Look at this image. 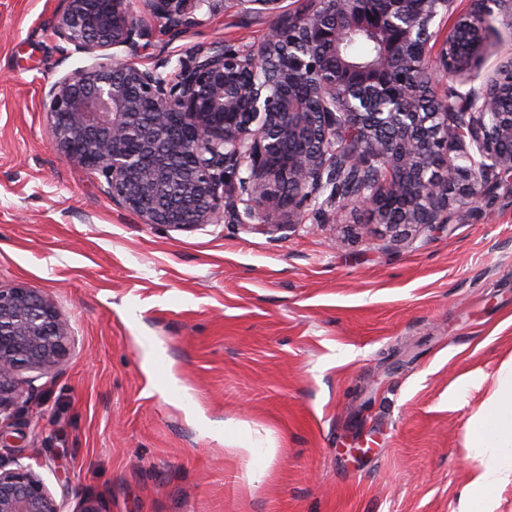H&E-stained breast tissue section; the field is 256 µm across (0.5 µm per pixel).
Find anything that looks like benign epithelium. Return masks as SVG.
Masks as SVG:
<instances>
[{
	"instance_id": "1",
	"label": "benign epithelium",
	"mask_w": 512,
	"mask_h": 512,
	"mask_svg": "<svg viewBox=\"0 0 512 512\" xmlns=\"http://www.w3.org/2000/svg\"><path fill=\"white\" fill-rule=\"evenodd\" d=\"M66 0L52 31L64 58L88 55L45 98L52 147L94 176L112 204L142 224H296L325 197L368 211L388 232L444 228L452 206L477 201L493 177L512 178V56L454 107L429 91L440 74L477 76L499 17L512 40V0H472L431 55L436 21L455 0H231L271 20L255 48L216 40L152 65L160 36L182 38L225 0ZM362 36L373 54L346 45ZM110 49L120 54H107ZM68 324L53 299L0 287V424L17 375L64 358ZM0 512H60L30 466L0 463Z\"/></svg>"
}]
</instances>
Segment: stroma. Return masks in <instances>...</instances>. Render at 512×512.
<instances>
[{
  "mask_svg": "<svg viewBox=\"0 0 512 512\" xmlns=\"http://www.w3.org/2000/svg\"><path fill=\"white\" fill-rule=\"evenodd\" d=\"M63 7L0 0V285L71 328L59 367L22 373L0 461L60 512H465L473 466L512 465L469 448L467 384L512 357V181L401 239L351 204L277 231L140 223L51 146L44 94L90 63L59 53ZM268 30L229 7L141 60Z\"/></svg>",
  "mask_w": 512,
  "mask_h": 512,
  "instance_id": "1",
  "label": "stroma"
}]
</instances>
